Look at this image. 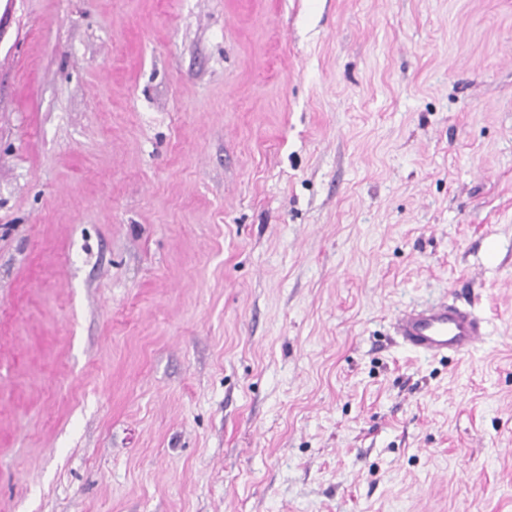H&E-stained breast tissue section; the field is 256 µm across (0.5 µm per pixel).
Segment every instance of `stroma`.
<instances>
[{
    "mask_svg": "<svg viewBox=\"0 0 512 512\" xmlns=\"http://www.w3.org/2000/svg\"><path fill=\"white\" fill-rule=\"evenodd\" d=\"M0 512H512V0H0ZM397 336L410 349L430 356L465 355L485 336L481 319L468 309L441 302L403 311L395 324Z\"/></svg>",
    "mask_w": 512,
    "mask_h": 512,
    "instance_id": "stroma-1",
    "label": "stroma"
}]
</instances>
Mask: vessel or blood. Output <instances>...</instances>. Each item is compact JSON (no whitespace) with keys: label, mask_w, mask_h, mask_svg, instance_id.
<instances>
[{"label":"vessel or blood","mask_w":512,"mask_h":512,"mask_svg":"<svg viewBox=\"0 0 512 512\" xmlns=\"http://www.w3.org/2000/svg\"><path fill=\"white\" fill-rule=\"evenodd\" d=\"M395 330L410 349L430 356L468 354L485 336L478 316L445 302L403 311L396 320Z\"/></svg>","instance_id":"obj_1"}]
</instances>
